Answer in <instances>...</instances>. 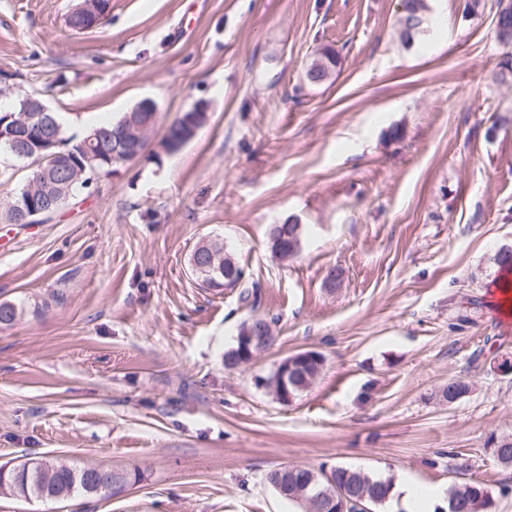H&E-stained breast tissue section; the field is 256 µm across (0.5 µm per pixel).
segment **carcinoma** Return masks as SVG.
I'll return each instance as SVG.
<instances>
[{
  "instance_id": "carcinoma-1",
  "label": "carcinoma",
  "mask_w": 512,
  "mask_h": 512,
  "mask_svg": "<svg viewBox=\"0 0 512 512\" xmlns=\"http://www.w3.org/2000/svg\"><path fill=\"white\" fill-rule=\"evenodd\" d=\"M400 6L399 37L404 44L409 45L426 27L429 6L427 0H400ZM494 29L497 41L512 47V0H497ZM337 64L336 49L324 45L317 50L315 57L307 65L304 79L310 84H321L331 77ZM54 117L59 123L60 138L78 154L79 159H84L85 153L80 149V142H75L73 138L66 136V117L58 112L54 113ZM204 123L205 117H199L195 112L182 113L169 125L161 141L164 154L177 152L195 137ZM116 125L115 121H106L86 130L88 134L97 131L101 135V138L90 146V151L97 156V160L87 165V172L94 171L99 178L109 176L108 165L99 160L98 156L112 153V132L115 131ZM0 155L3 156L0 176L5 179L9 178L7 169L12 161H22L27 164L30 180L51 169V162L17 153L4 139L0 141ZM281 225L279 234L268 239V244L274 257L286 260L299 252L304 229L296 219L290 216L285 218ZM190 260L200 263L201 268H194L192 272L211 288L231 287L238 284L241 273L244 271V267L227 250L224 239L218 237L199 245L193 251ZM251 325L250 319L240 325L234 346L224 354L225 368L235 369L242 364L241 351L244 336L248 335V328ZM323 366L322 359L296 364L286 376L288 396L294 399L307 390L320 376ZM468 390L470 386L467 382L460 379L450 380L448 386L442 390V397L447 400L461 398ZM493 454L501 465L512 467V440L499 441L493 449ZM310 472L309 468L287 471L279 467L270 470L267 476L278 479L288 486L286 500L296 504L300 499L308 496H324L329 490V485L320 477L311 483L306 480L300 481L301 477ZM2 481L6 482V487L10 488L14 494L27 500L53 501L78 495L89 497L106 495L104 491H94V488L86 483L83 469L57 464L44 458H29L4 472L0 470V482ZM336 482L352 497L365 496L374 500L373 508L375 509L385 505L389 500V481L374 478L354 468L336 467ZM493 503V494L484 484L471 482L452 487L448 491V510L437 509L435 512H491Z\"/></svg>"
}]
</instances>
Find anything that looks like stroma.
<instances>
[{
	"mask_svg": "<svg viewBox=\"0 0 512 512\" xmlns=\"http://www.w3.org/2000/svg\"><path fill=\"white\" fill-rule=\"evenodd\" d=\"M428 0L412 47L399 0H111L75 31L74 0H0V70L84 121L159 107L146 157L82 190L47 223L5 227L0 465L47 458L138 470L112 496L0 512H296L265 475L283 465L403 474L419 487L480 482L512 512V317L490 298L512 248V82L496 0ZM340 62L302 76L315 50ZM207 121L151 160L196 104ZM298 218L300 254L275 259L270 225ZM223 237L257 287L210 288L189 266ZM340 283L325 284L329 269ZM471 313V322L460 316ZM273 345L226 370L240 324ZM325 357L289 403L256 380L304 350ZM452 378L470 393L442 402ZM338 64V52L330 45L320 47L304 72L310 84H321L328 80Z\"/></svg>",
	"mask_w": 512,
	"mask_h": 512,
	"instance_id": "35a3bbf8",
	"label": "stroma"
}]
</instances>
